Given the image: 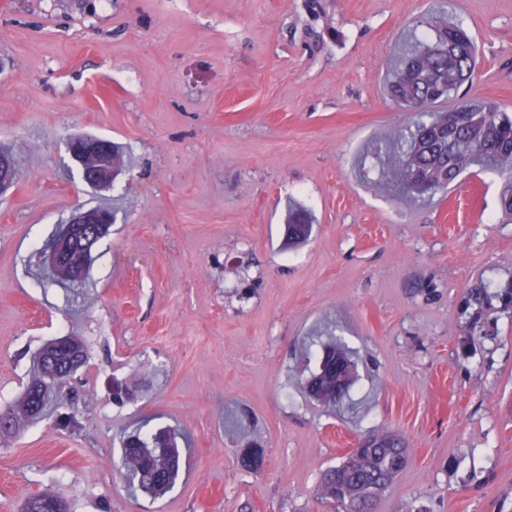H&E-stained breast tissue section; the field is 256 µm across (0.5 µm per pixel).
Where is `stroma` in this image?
<instances>
[{
    "label": "stroma",
    "instance_id": "1",
    "mask_svg": "<svg viewBox=\"0 0 512 512\" xmlns=\"http://www.w3.org/2000/svg\"><path fill=\"white\" fill-rule=\"evenodd\" d=\"M439 11L478 41L473 95L512 112V0H0V411L45 343L85 347L70 390L0 437V512L43 492L68 512H326L322 472L390 433L409 462L376 512H512L504 181L411 205L367 155L412 122L390 61ZM76 134L120 146L113 186L84 185ZM79 205L116 221L66 288L43 247ZM296 219L313 230L291 249ZM332 337L356 363L334 409L302 387ZM116 379L137 398L115 404ZM144 425L188 442L155 501L119 471Z\"/></svg>",
    "mask_w": 512,
    "mask_h": 512
}]
</instances>
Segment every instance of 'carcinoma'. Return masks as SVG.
Listing matches in <instances>:
<instances>
[{
  "instance_id": "cac0c4a2",
  "label": "carcinoma",
  "mask_w": 512,
  "mask_h": 512,
  "mask_svg": "<svg viewBox=\"0 0 512 512\" xmlns=\"http://www.w3.org/2000/svg\"><path fill=\"white\" fill-rule=\"evenodd\" d=\"M421 36L400 47L389 94L417 113V120L401 135L392 160L397 182L407 202L429 198L448 189L462 175L478 177L492 170L512 175V115L486 98H467L444 112L432 110L439 99L472 81L476 45L463 24H448L445 15L421 22ZM459 49L448 51V40ZM56 360L80 364L82 344L64 337L49 344ZM54 377L44 365L30 382L13 413L41 414L29 410L35 393H47ZM371 447L350 453L339 465L323 472L321 499L337 505L338 512H376L380 495L404 469L407 448L393 436L369 437ZM124 476L145 492L160 496L176 484L182 469L177 435L160 429L155 433L131 435L122 441ZM64 503L49 493L28 499L25 512H53Z\"/></svg>"
}]
</instances>
